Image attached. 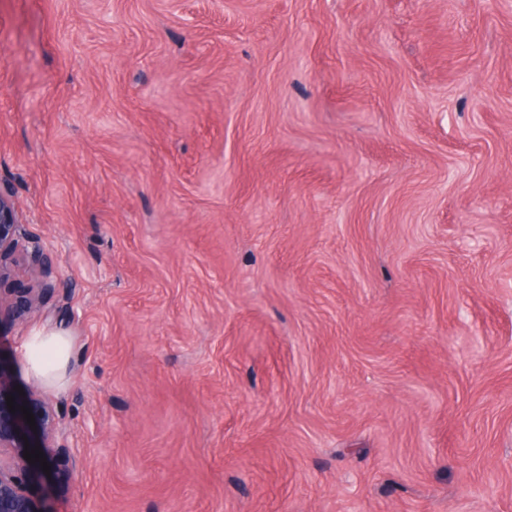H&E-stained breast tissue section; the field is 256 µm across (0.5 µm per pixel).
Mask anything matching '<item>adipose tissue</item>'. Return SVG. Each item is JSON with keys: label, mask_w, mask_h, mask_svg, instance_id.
Returning <instances> with one entry per match:
<instances>
[{"label": "adipose tissue", "mask_w": 512, "mask_h": 512, "mask_svg": "<svg viewBox=\"0 0 512 512\" xmlns=\"http://www.w3.org/2000/svg\"><path fill=\"white\" fill-rule=\"evenodd\" d=\"M26 375L50 387L64 385L74 355L70 335L62 330H39L25 344Z\"/></svg>", "instance_id": "ef3b65f1"}]
</instances>
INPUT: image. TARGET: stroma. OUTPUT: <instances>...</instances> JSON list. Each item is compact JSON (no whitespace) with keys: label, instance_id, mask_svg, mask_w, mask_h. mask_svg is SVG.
<instances>
[{"label":"stroma","instance_id":"1","mask_svg":"<svg viewBox=\"0 0 512 512\" xmlns=\"http://www.w3.org/2000/svg\"><path fill=\"white\" fill-rule=\"evenodd\" d=\"M0 191L41 512H512V0H0ZM23 242L28 259L27 268L41 287L40 290L55 289L56 280L53 279V273L56 262L53 256L38 240H31L26 236L10 196L0 191V260L4 251L13 250ZM26 375L50 387L65 384L74 355L70 335L62 330H39L25 344Z\"/></svg>","mask_w":512,"mask_h":512}]
</instances>
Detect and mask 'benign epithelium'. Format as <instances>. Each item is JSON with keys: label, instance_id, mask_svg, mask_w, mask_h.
Listing matches in <instances>:
<instances>
[{"label": "benign epithelium", "instance_id": "benign-epithelium-1", "mask_svg": "<svg viewBox=\"0 0 512 512\" xmlns=\"http://www.w3.org/2000/svg\"><path fill=\"white\" fill-rule=\"evenodd\" d=\"M24 244L27 254V268L41 289L51 291L56 288L53 279L56 262L37 240L26 236L20 224L10 196L0 191V254ZM10 308L19 312L40 309V294H26L10 303ZM10 387L0 379V451L10 448L11 460L0 459V512H41L36 501L27 489L16 479V474L27 469L28 462L23 458L24 451L16 441L18 420L21 414L19 406L9 410L7 395ZM44 447L58 448V441L64 438V431L54 424L50 415H45L43 423Z\"/></svg>", "mask_w": 512, "mask_h": 512}]
</instances>
